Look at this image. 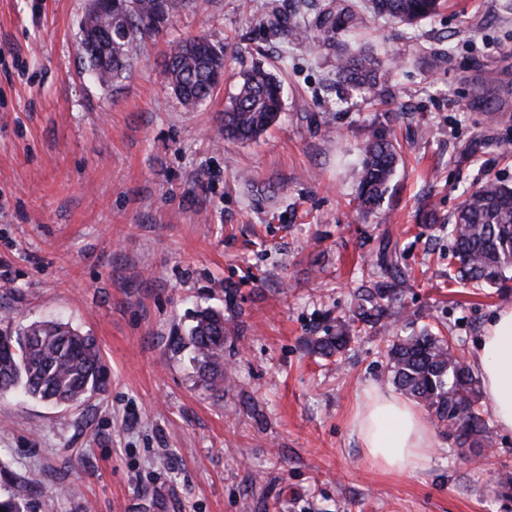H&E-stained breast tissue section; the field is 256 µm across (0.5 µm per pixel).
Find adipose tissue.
<instances>
[{"label": "adipose tissue", "instance_id": "1", "mask_svg": "<svg viewBox=\"0 0 512 512\" xmlns=\"http://www.w3.org/2000/svg\"><path fill=\"white\" fill-rule=\"evenodd\" d=\"M470 364L478 374L497 428L512 433V306L501 307L484 327ZM352 428L372 468H421L436 442L421 410L378 388L365 389Z\"/></svg>", "mask_w": 512, "mask_h": 512}]
</instances>
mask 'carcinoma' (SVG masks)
<instances>
[{
	"label": "carcinoma",
	"mask_w": 512,
	"mask_h": 512,
	"mask_svg": "<svg viewBox=\"0 0 512 512\" xmlns=\"http://www.w3.org/2000/svg\"><path fill=\"white\" fill-rule=\"evenodd\" d=\"M194 0H99L79 22L80 49L87 76L102 87H114L128 78L147 40L162 32ZM307 18L298 13L285 18L266 16L273 35L295 41H331L339 32L353 37L366 25L365 14L384 16L393 23L412 25L435 14L442 0H302ZM378 58L344 47L336 55V76L359 90L376 92ZM224 73V48L205 37L175 43L165 63L169 87L180 103L193 110L219 86ZM283 80L270 69L243 72L235 94L224 109L221 133L229 141H251L276 125L282 110ZM398 163L393 140L383 130H371L362 148L355 174L358 208L380 206ZM453 242L457 269L453 278L504 288L512 280V187L488 179L472 191L453 221L440 225ZM359 321L373 327L386 320L398 322L403 310L391 311V288L367 291ZM224 313L197 312L188 335L174 336L175 350L190 347L200 377L217 395H224ZM355 329L341 323L334 336L309 340L312 350L325 356L343 351ZM11 348L0 353V392L21 388L33 399L56 405H76L99 384L101 351L95 340L52 320L34 321L22 328H0V338ZM388 369L395 386L422 402L458 448H481L488 430L478 408L476 381L455 355L452 344L428 329L398 336L387 349Z\"/></svg>",
	"instance_id": "cac0c4a2"
}]
</instances>
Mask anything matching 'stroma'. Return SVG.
<instances>
[{
    "mask_svg": "<svg viewBox=\"0 0 512 512\" xmlns=\"http://www.w3.org/2000/svg\"><path fill=\"white\" fill-rule=\"evenodd\" d=\"M199 0L145 45L129 78L85 74V0H0V317L54 319L93 336L103 385L77 407L0 394V497L21 512H512V434L463 455L442 427L415 471L363 461L351 423L365 388L393 391L381 328L327 358L308 338L356 314L396 249L413 329L449 331L468 360L512 287L449 278L440 232L489 178L512 185V0H445L432 19L370 18L381 62L368 101L336 77L323 42L272 35L268 7ZM226 49L224 81L196 109L171 93L172 42ZM284 68L278 124L218 135L240 72ZM336 129L327 136L310 120ZM403 158L379 207L350 176L371 128ZM232 326L223 397L191 349L196 310Z\"/></svg>",
    "mask_w": 512,
    "mask_h": 512,
    "instance_id": "stroma-1",
    "label": "stroma"
}]
</instances>
